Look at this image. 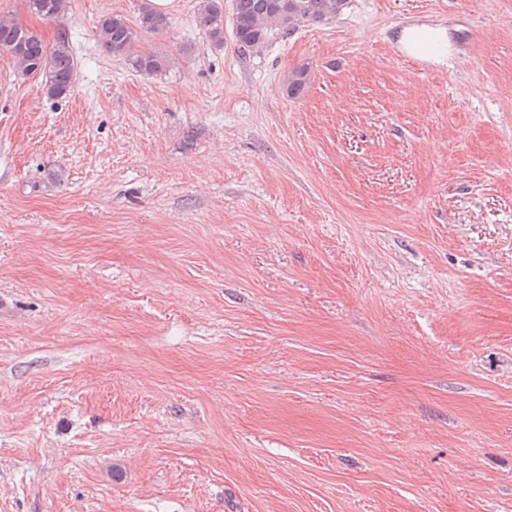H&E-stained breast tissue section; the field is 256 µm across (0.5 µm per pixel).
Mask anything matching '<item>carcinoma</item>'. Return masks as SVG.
Segmentation results:
<instances>
[{
	"label": "carcinoma",
	"instance_id": "cac0c4a2",
	"mask_svg": "<svg viewBox=\"0 0 512 512\" xmlns=\"http://www.w3.org/2000/svg\"><path fill=\"white\" fill-rule=\"evenodd\" d=\"M233 28L241 52L257 50L271 40L287 35L305 25H325L347 7V0H235ZM31 10L43 17L53 18L66 9V0H29ZM224 0H202L198 25L206 40L220 45L224 42ZM168 28L167 18L150 8L141 9L136 26L121 15L106 14L99 18L97 29L102 46L115 57H126L132 67L144 75H158L173 64L169 50H148L132 53L143 33H160ZM21 54L13 56V74L20 80L31 76L40 66L45 76L43 90L50 98L64 95L67 84L73 82L75 60L69 42L59 37L51 45L37 32L20 35ZM310 81L305 67L294 69L284 82L291 98L301 96Z\"/></svg>",
	"mask_w": 512,
	"mask_h": 512
}]
</instances>
